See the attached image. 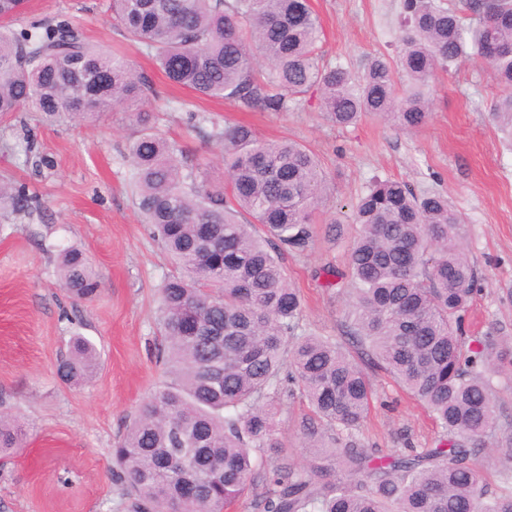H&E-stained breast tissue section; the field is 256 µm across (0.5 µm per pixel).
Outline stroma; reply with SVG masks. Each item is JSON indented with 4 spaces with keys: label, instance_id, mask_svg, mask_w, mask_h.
<instances>
[{
    "label": "stroma",
    "instance_id": "1",
    "mask_svg": "<svg viewBox=\"0 0 512 512\" xmlns=\"http://www.w3.org/2000/svg\"><path fill=\"white\" fill-rule=\"evenodd\" d=\"M322 25L328 65L362 77L370 61H396L404 34L403 0H312ZM68 21L86 41L121 48L159 94L156 125L169 140L208 165L212 182L224 165L213 125L243 123L263 137H288L319 160L327 193L317 216L311 253L284 264L304 299L303 325L342 338L346 299L325 286L319 269L346 268L355 232L353 205L377 178L406 182L415 193L439 191L461 214L480 291L468 316L476 331L512 337V147L489 122L500 89L485 64L462 59L439 71L429 90L430 117L405 131L367 117L339 127L303 98L289 112L250 110L198 99L168 84L144 46L129 43L107 17L103 0H27L21 26ZM206 113L191 128L189 111ZM130 130L122 113L94 124L46 122L36 112L0 116V178L19 181L30 209L0 211V412L23 423L24 450L0 460V512H128L112 479V448L139 405L165 381L156 362L162 343L158 290L172 269L143 224L124 158ZM35 143L26 155V140ZM344 233L329 241L331 222ZM81 245L103 276L101 294L72 303L56 276L60 243ZM96 343L101 363L87 383L69 386L56 364L72 336ZM358 438L391 454L412 444L435 447L440 438L427 411L383 373Z\"/></svg>",
    "mask_w": 512,
    "mask_h": 512
}]
</instances>
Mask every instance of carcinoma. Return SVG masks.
I'll return each mask as SVG.
<instances>
[{
  "instance_id": "1",
  "label": "carcinoma",
  "mask_w": 512,
  "mask_h": 512,
  "mask_svg": "<svg viewBox=\"0 0 512 512\" xmlns=\"http://www.w3.org/2000/svg\"><path fill=\"white\" fill-rule=\"evenodd\" d=\"M23 6L0 0V115H127L136 125L126 158L137 205L176 265L159 291L168 381L112 448V478L131 512H229L270 458L262 512H512V493L488 491L471 465L487 438L512 461L493 383L512 367V352L488 333L469 335L479 276L448 198L418 195L399 180L372 182L355 205L347 269L319 272L348 296L353 347L310 334L283 259L315 244L313 215L326 195L316 157L296 141L226 125L213 134L226 180L211 183L202 163L150 125L145 105L158 93L143 72L64 22L16 30ZM464 6L475 25L442 0H405L398 61L376 58L356 79L320 63L322 27L310 0H110L125 37L150 48L172 84L267 112H286L317 87L321 112L340 127L368 116L422 127L426 88L470 47L504 86L489 120L511 136L512 0ZM30 202L25 187L0 179L1 208ZM57 270L74 301L100 291L74 244L59 249ZM98 366L95 344L75 336L56 374L76 385ZM368 366L429 409L448 447L394 456L361 448L356 432L375 395ZM295 398L312 411L296 422L305 466L275 437L277 413ZM26 435L0 416V455L22 450Z\"/></svg>"
}]
</instances>
